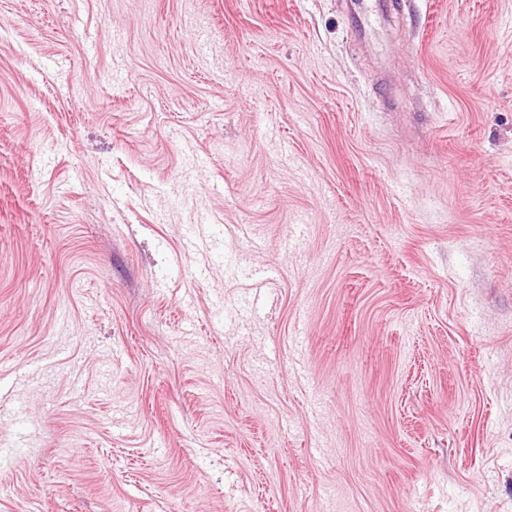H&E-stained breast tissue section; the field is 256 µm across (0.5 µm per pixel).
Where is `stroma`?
<instances>
[{
	"instance_id": "stroma-1",
	"label": "stroma",
	"mask_w": 512,
	"mask_h": 512,
	"mask_svg": "<svg viewBox=\"0 0 512 512\" xmlns=\"http://www.w3.org/2000/svg\"><path fill=\"white\" fill-rule=\"evenodd\" d=\"M0 0V512H512V0ZM377 1L361 0L355 17L356 31L360 36L374 38L377 26Z\"/></svg>"
}]
</instances>
